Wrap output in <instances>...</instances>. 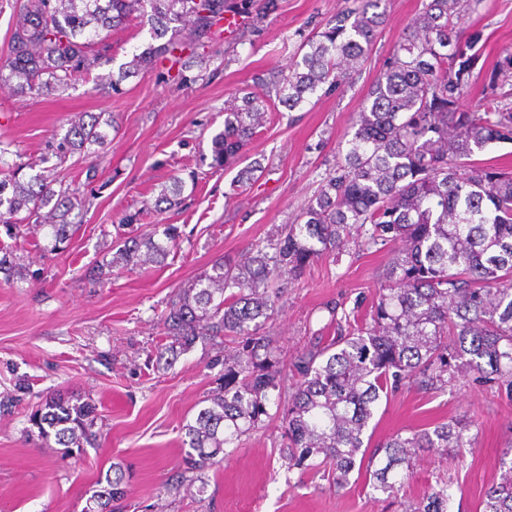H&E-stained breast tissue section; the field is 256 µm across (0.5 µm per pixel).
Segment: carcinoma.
Here are the masks:
<instances>
[{
	"label": "carcinoma",
	"instance_id": "cac0c4a2",
	"mask_svg": "<svg viewBox=\"0 0 512 512\" xmlns=\"http://www.w3.org/2000/svg\"><path fill=\"white\" fill-rule=\"evenodd\" d=\"M480 0H428L395 53L377 74L360 110L343 160L328 174L296 221L266 243L248 247L237 261L219 259L176 290L161 317L175 355L197 340L228 339L224 383L209 405L185 425V464L202 470L270 417L278 388V363L264 329L275 313L274 280L298 277L316 259L341 250L352 235L367 247L399 242L400 255L386 274L368 320L345 335L302 353L300 381L283 415L288 468L323 467L338 487L349 482L364 445L363 433L381 397L418 382L442 390L467 372L497 383L512 396V171L496 164L460 161L494 142H512V108L506 96L463 109L460 97L479 54L482 33L458 27L462 12ZM380 0H360L335 24L304 42L286 75L265 93L267 106L292 111L329 83L345 82L369 54L383 23ZM252 0H22L10 47L0 60V81L23 97L62 92L107 60L102 33L137 17L151 43L118 77L160 61L183 71L185 55L210 47L224 13L250 15ZM257 98L224 104V127L211 139L213 161L229 168L263 127ZM112 121L91 115L70 123L52 148L57 163L23 178L37 163L7 165L0 179V224L9 235L26 228L57 251L78 228L75 193L54 188L55 170L69 156L106 142ZM178 176L162 188L155 207L180 203ZM174 224H154L116 247L109 270L133 271L164 263L179 246ZM96 407L89 401L49 396L31 415L39 437L71 456L95 445ZM469 424L442 422L381 446L367 465L369 485L391 494L410 473L418 453L451 454L461 460L473 447ZM501 481L485 491L482 512H512V448L501 453ZM106 485L87 499L84 512H120L126 495L118 464ZM448 484L440 482L412 512H447Z\"/></svg>",
	"mask_w": 512,
	"mask_h": 512
}]
</instances>
